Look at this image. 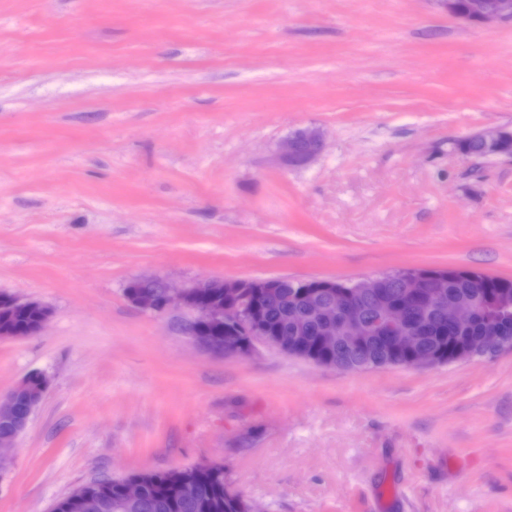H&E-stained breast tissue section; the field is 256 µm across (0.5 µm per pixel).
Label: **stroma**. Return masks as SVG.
I'll list each match as a JSON object with an SVG mask.
<instances>
[{
	"label": "stroma",
	"mask_w": 512,
	"mask_h": 512,
	"mask_svg": "<svg viewBox=\"0 0 512 512\" xmlns=\"http://www.w3.org/2000/svg\"><path fill=\"white\" fill-rule=\"evenodd\" d=\"M320 153L288 164L305 129ZM512 22L448 0H0V291L47 304L0 340V394L50 388L0 512L86 482L220 464L259 512H512V353L345 372L216 359L125 287L512 278ZM303 134L306 148L303 151L299 150L297 141L294 138H289L285 144V156L289 161H297L299 165L306 164L320 149L322 144V137L319 131L314 129H307L299 132Z\"/></svg>",
	"instance_id": "obj_1"
}]
</instances>
